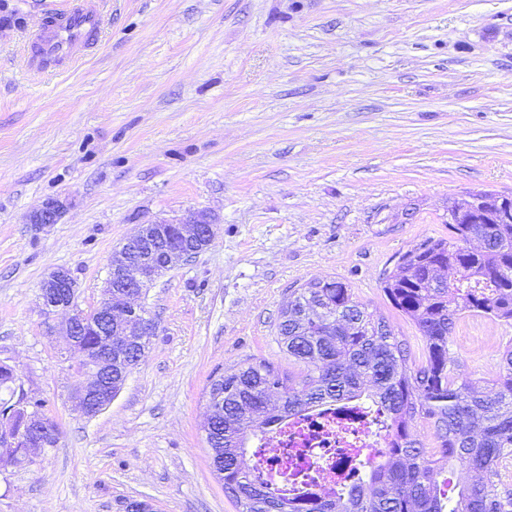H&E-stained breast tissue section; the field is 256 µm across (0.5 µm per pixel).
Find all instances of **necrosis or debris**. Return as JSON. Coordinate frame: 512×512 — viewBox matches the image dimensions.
<instances>
[{
  "label": "necrosis or debris",
  "instance_id": "4bbe7bcc",
  "mask_svg": "<svg viewBox=\"0 0 512 512\" xmlns=\"http://www.w3.org/2000/svg\"><path fill=\"white\" fill-rule=\"evenodd\" d=\"M380 419L373 407L315 411L292 419L280 432L255 438L264 471L285 489L336 492L368 449L378 447Z\"/></svg>",
  "mask_w": 512,
  "mask_h": 512
}]
</instances>
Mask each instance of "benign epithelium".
<instances>
[{
  "mask_svg": "<svg viewBox=\"0 0 512 512\" xmlns=\"http://www.w3.org/2000/svg\"><path fill=\"white\" fill-rule=\"evenodd\" d=\"M64 207L62 200L49 199L32 214L31 223L55 224ZM169 225L177 228L182 246L163 245L164 230ZM216 233L215 218L206 210L188 211L181 216L138 225L110 260L104 298L87 310L76 302L75 281L68 271L58 269L44 280L41 288L44 310L49 314L58 310L69 312L63 325L64 338L68 349L80 353L72 369L80 377L74 399L84 417H96L117 394L112 384V352L136 349L141 354L147 339L153 335V322L141 313V305L134 300L142 297L163 271L190 261L208 247ZM89 326L100 331L99 351L93 356L82 341L83 331ZM11 373L12 388L19 392L18 400L22 401L18 409L23 412V419L17 431L6 426L0 428V446L27 449L24 463L30 464L50 447L46 433L52 424L47 417L28 409L18 374L14 369Z\"/></svg>",
  "mask_w": 512,
  "mask_h": 512,
  "instance_id": "obj_1",
  "label": "benign epithelium"
}]
</instances>
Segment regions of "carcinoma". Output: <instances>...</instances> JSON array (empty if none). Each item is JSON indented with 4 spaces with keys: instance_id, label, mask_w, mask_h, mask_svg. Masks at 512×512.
I'll return each instance as SVG.
<instances>
[{
    "instance_id": "obj_1",
    "label": "carcinoma",
    "mask_w": 512,
    "mask_h": 512,
    "mask_svg": "<svg viewBox=\"0 0 512 512\" xmlns=\"http://www.w3.org/2000/svg\"><path fill=\"white\" fill-rule=\"evenodd\" d=\"M472 198L481 202L473 222H448ZM501 201L493 192L450 199L442 216L448 237L405 252L384 280L389 303L425 339L421 365H409L407 345L348 283L325 278L294 291L277 325L288 355L308 369L301 383L264 361L212 381L210 390L224 389V413L216 428L205 427L206 441L224 493L240 512H512V489L501 473L512 459V346L487 391L458 376L448 356L464 313L512 325V222L501 218ZM473 239L477 250L467 247ZM9 379L0 365V413L10 408ZM363 398L386 415L376 452L385 463H359L369 480L332 496L287 495L254 476L248 440L311 407ZM417 418L430 424L434 447L413 433ZM453 461L469 475L455 500L439 490Z\"/></svg>"
}]
</instances>
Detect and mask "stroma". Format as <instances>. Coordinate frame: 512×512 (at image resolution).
<instances>
[{
  "mask_svg": "<svg viewBox=\"0 0 512 512\" xmlns=\"http://www.w3.org/2000/svg\"><path fill=\"white\" fill-rule=\"evenodd\" d=\"M82 2L97 46L35 74L28 40L65 0H0V362L60 429L33 464L0 467V512H239L205 440L212 380L253 358L305 375L277 324L326 277L424 362L384 273L447 236L449 199L512 197V0ZM51 198L58 223H31ZM197 209L214 241L147 289L156 330L85 418L44 278L68 270L96 306L137 225ZM511 345L512 327L464 314L449 354L480 383Z\"/></svg>",
  "mask_w": 512,
  "mask_h": 512,
  "instance_id": "1",
  "label": "stroma"
}]
</instances>
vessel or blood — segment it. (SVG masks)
<instances>
[{
	"label": "vessel or blood",
	"instance_id": "vessel-or-blood-1",
	"mask_svg": "<svg viewBox=\"0 0 512 512\" xmlns=\"http://www.w3.org/2000/svg\"><path fill=\"white\" fill-rule=\"evenodd\" d=\"M101 27L100 17L87 10L81 0L43 24L36 31L30 45L29 63L42 68L47 62L70 60L89 48Z\"/></svg>",
	"mask_w": 512,
	"mask_h": 512
}]
</instances>
